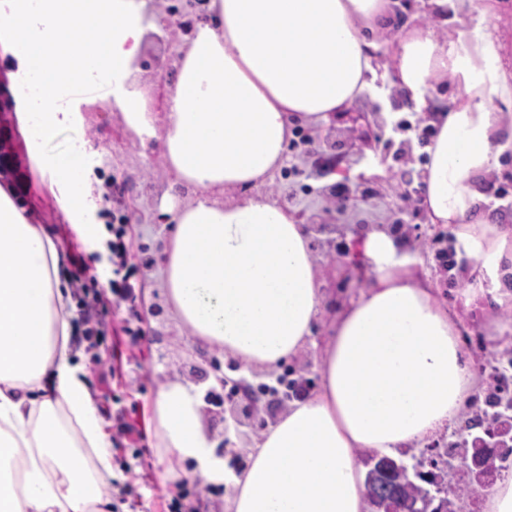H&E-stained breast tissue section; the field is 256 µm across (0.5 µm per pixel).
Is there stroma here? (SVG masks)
Listing matches in <instances>:
<instances>
[{"instance_id":"35a3bbf8","label":"stroma","mask_w":512,"mask_h":512,"mask_svg":"<svg viewBox=\"0 0 512 512\" xmlns=\"http://www.w3.org/2000/svg\"><path fill=\"white\" fill-rule=\"evenodd\" d=\"M390 27L379 37L381 57L374 68L376 79L386 89L384 98L364 97L353 104L358 112L381 110L385 124L374 149L366 150L364 156L347 153L342 164L349 170L351 183H359L372 174H390L392 183L383 185L377 197L359 208L347 211L340 216L343 224L365 223L370 225L389 224L393 221L392 197L398 186L396 176L411 169L422 171L426 161L428 138L422 134L423 127L429 126L432 115L411 107L404 90L395 85L393 71L386 58L390 54L389 42L403 26L422 21L424 0H390ZM178 48L161 41L158 35H151L144 58L140 63V87L144 93L147 111H155L154 91L156 71L164 69L173 73ZM4 66L0 65V142L5 145V156L0 159V185L10 184L16 190L15 205L23 209L31 223L42 225L59 244L60 249L73 253L72 259L64 260L59 275L69 287H76L88 276H95L98 289L103 293L99 305V316L107 326L103 335L85 339V325L82 319H74L70 339L71 360L83 369L95 407L101 408L100 419L108 437H111L112 461L118 484L114 492L121 512H160L157 495H165L167 502H178L180 512H225L226 502L232 492L230 483L217 480L200 484L184 478L176 482L160 479V460L163 456L156 435H149L146 454H138L131 448L127 439L119 437L120 426L133 418L134 407H141L144 413H151L156 391L167 381L177 380L191 388L201 399L204 429L215 448L223 449L229 456V465L235 471H243L248 464L246 448L249 438L236 434L232 423L223 419L224 406L232 405L234 396L224 395L223 406H216L206 399L207 384L193 380L186 367L188 364H202L204 358L215 357V348L187 336L171 318L158 321L148 316L146 309L151 302H164L162 288L164 262L155 261L159 247L165 246L168 235L157 231L148 224H132L128 233L135 244V279L142 284L143 293L139 302L145 316L141 324L142 333L125 340V348L130 356L128 384H114L103 374V364L112 352L113 327L119 326L125 315L123 307L113 303L108 294V282L112 278L110 252L98 248L85 240L77 225L69 223L63 213L62 203L53 191L48 176L39 170L29 158L25 143L19 131L12 94L4 79ZM84 94L104 98L105 104L96 108H82V131L62 130L50 144L51 150L68 151L83 145L84 142L108 146V153H89L85 156L90 177L102 193V209L90 210L89 221L108 225L114 218L123 216L124 210L116 201L112 185L123 173L146 171L151 174V186L140 199V208L149 213L157 209L162 197L172 196L186 199L187 188L180 185L164 169L160 159L157 141H141L127 126L122 113L112 109L110 88L93 83L83 86ZM288 158L296 166L287 180L281 181L279 192L292 191L296 194L298 207L316 211L323 207L319 195L322 187L332 184V176L316 178L310 176L311 161L302 149L289 151ZM503 167L484 182L485 209L491 210L501 222L512 225V152L504 155ZM428 269L439 290L441 299L456 303L465 288L464 281L456 275L458 260L449 250L447 240L428 242L425 249ZM154 259L153 267H146L147 259ZM319 269L325 288V307L322 321L317 324L310 345L298 357L282 366L285 375L303 373L312 380H319V360L325 343V324L333 318L339 307L348 302L355 292L354 286H343L344 268L341 263L319 260ZM473 332L466 336L465 343L482 376L484 387L493 381L495 368H505L512 364V345L499 351H489L480 330L479 322H472ZM164 335V343L171 351V363L157 359L156 344L152 342L153 331ZM455 436L443 434L437 442H429L417 447L399 449L396 461L408 466H418L421 472H431L444 467L447 461L446 450ZM148 469L150 481L139 477L141 469Z\"/></svg>"}]
</instances>
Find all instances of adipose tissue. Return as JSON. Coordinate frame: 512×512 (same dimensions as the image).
Wrapping results in <instances>:
<instances>
[{"instance_id": "ef3b65f1", "label": "adipose tissue", "mask_w": 512, "mask_h": 512, "mask_svg": "<svg viewBox=\"0 0 512 512\" xmlns=\"http://www.w3.org/2000/svg\"><path fill=\"white\" fill-rule=\"evenodd\" d=\"M465 30L409 28L392 47L393 73L419 107L436 84L458 87L435 115L423 169L430 220L448 225L472 283L448 307L424 262L386 231L361 244L366 281L329 322L321 386L254 438L250 465L224 474L200 403L187 386L158 390L154 421L169 458L191 459L201 483L228 477L227 512H369L359 454L392 455L447 431L482 381L470 362L467 316L485 310L490 350L512 344V225L483 207V179L512 151V64L491 0H427ZM389 0H209L179 50L161 122L147 112L139 64L157 22L149 0H0L8 59L31 158L50 177L70 223L86 222L94 187L78 152L45 150L74 126L76 87L112 88L140 140L156 139L187 201L162 198L173 230L163 287L191 336L248 367L276 370L309 345L324 294L305 225L263 194L286 161L296 120L319 125L365 94L373 40ZM61 255L0 187V512H112L110 443L70 359V293ZM24 455L21 485L11 459Z\"/></svg>"}]
</instances>
